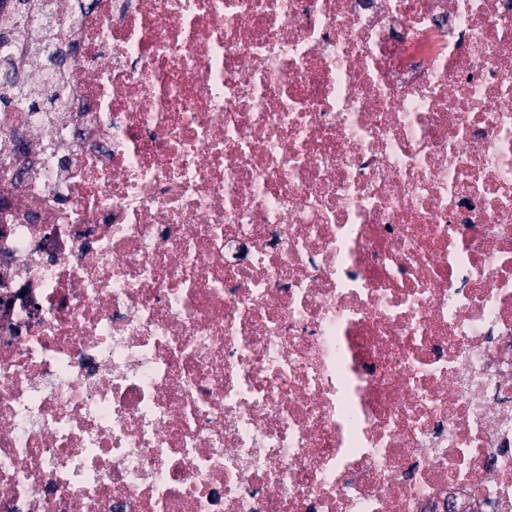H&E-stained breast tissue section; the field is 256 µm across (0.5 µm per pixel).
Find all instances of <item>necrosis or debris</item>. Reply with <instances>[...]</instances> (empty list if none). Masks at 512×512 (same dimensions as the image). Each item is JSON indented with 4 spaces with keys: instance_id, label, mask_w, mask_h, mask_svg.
Here are the masks:
<instances>
[{
    "instance_id": "1",
    "label": "necrosis or debris",
    "mask_w": 512,
    "mask_h": 512,
    "mask_svg": "<svg viewBox=\"0 0 512 512\" xmlns=\"http://www.w3.org/2000/svg\"><path fill=\"white\" fill-rule=\"evenodd\" d=\"M0 512H512V0H0Z\"/></svg>"
}]
</instances>
